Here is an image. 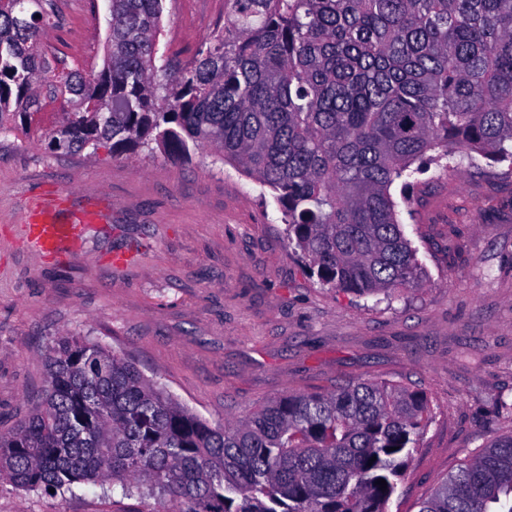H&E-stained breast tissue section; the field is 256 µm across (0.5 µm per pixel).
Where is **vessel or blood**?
<instances>
[{
  "instance_id": "obj_1",
  "label": "vessel or blood",
  "mask_w": 512,
  "mask_h": 512,
  "mask_svg": "<svg viewBox=\"0 0 512 512\" xmlns=\"http://www.w3.org/2000/svg\"><path fill=\"white\" fill-rule=\"evenodd\" d=\"M64 207L60 199H44L30 211L24 230L33 249L44 253H56L72 245L77 235L73 222L59 219Z\"/></svg>"
}]
</instances>
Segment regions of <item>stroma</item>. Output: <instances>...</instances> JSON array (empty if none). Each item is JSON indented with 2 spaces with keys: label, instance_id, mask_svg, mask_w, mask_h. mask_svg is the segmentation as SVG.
Here are the masks:
<instances>
[{
  "label": "stroma",
  "instance_id": "obj_1",
  "mask_svg": "<svg viewBox=\"0 0 512 512\" xmlns=\"http://www.w3.org/2000/svg\"><path fill=\"white\" fill-rule=\"evenodd\" d=\"M47 55L102 66L108 0H56ZM224 0H166L159 49L189 63ZM403 224L423 267L392 299L321 288L286 240L274 200L231 166L160 153L55 154L0 137V428L44 390L43 355L66 334L99 341L210 424L295 391L382 379L427 395L432 420L390 512H418L461 464L512 434V171L430 166ZM68 195L75 248L32 250L29 201ZM152 499L81 485L52 495L0 481V512H150Z\"/></svg>",
  "mask_w": 512,
  "mask_h": 512
}]
</instances>
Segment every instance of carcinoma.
<instances>
[{"label":"carcinoma","mask_w":512,"mask_h":512,"mask_svg":"<svg viewBox=\"0 0 512 512\" xmlns=\"http://www.w3.org/2000/svg\"><path fill=\"white\" fill-rule=\"evenodd\" d=\"M164 9L112 0L103 66L85 71L39 52L55 0H0V135L233 165L271 192L309 276L360 297L421 278L396 182L407 203L431 164L512 168V0H224V26L161 80ZM43 93L67 105L50 128ZM45 360L36 409L0 431V480L118 485L157 512H388L431 418L425 394L363 380L213 426L87 336ZM419 512H512V435Z\"/></svg>","instance_id":"obj_1"}]
</instances>
